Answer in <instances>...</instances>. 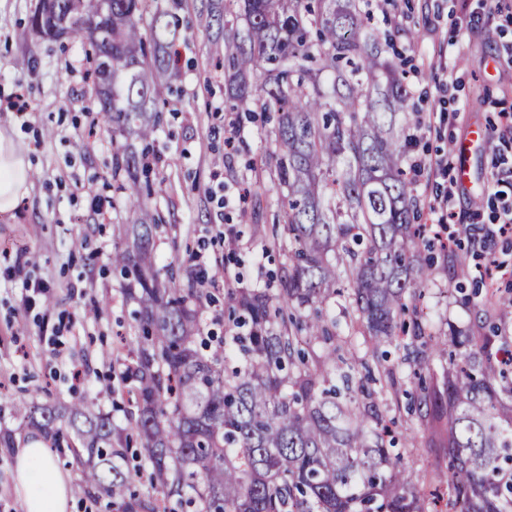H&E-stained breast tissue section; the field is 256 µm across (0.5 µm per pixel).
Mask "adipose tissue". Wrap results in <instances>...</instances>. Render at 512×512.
Instances as JSON below:
<instances>
[{
  "instance_id": "obj_1",
  "label": "adipose tissue",
  "mask_w": 512,
  "mask_h": 512,
  "mask_svg": "<svg viewBox=\"0 0 512 512\" xmlns=\"http://www.w3.org/2000/svg\"><path fill=\"white\" fill-rule=\"evenodd\" d=\"M31 170L13 140L0 134V213L12 211L27 195ZM12 455L14 490L24 512H75L76 488L43 438L17 444Z\"/></svg>"
}]
</instances>
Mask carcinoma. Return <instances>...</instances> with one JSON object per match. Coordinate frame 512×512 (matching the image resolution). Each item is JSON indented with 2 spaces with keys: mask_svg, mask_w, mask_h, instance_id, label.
Wrapping results in <instances>:
<instances>
[{
  "mask_svg": "<svg viewBox=\"0 0 512 512\" xmlns=\"http://www.w3.org/2000/svg\"><path fill=\"white\" fill-rule=\"evenodd\" d=\"M41 0L30 27L58 38L66 23L103 24L84 41L97 86L98 125L141 141L116 149L112 181L134 223L114 228L112 268L137 305L136 347L122 380L136 408L133 430L150 471L130 465L127 439L90 398L68 405L15 401L32 431L71 448L84 482L122 512H169L186 499L198 512H512V343L500 336L432 333L418 306L431 279L415 229L418 200L404 179L407 153L397 114L411 90L387 55L394 33L369 27V0H233L224 22L229 111L252 104L277 114L272 157L291 247L280 288L227 293L228 311L250 324L239 337L244 366L202 336L198 278L161 281L153 253L156 215L150 150L159 129L162 73L180 62L181 0ZM155 47L147 62L145 41ZM270 65L261 83V64ZM373 350L397 340L401 363L424 390L414 412L445 421L448 467L434 489L412 488L411 467L393 452L397 424L377 413L388 385L354 352L336 356L328 321L288 313L326 302L336 284ZM458 350L441 378L431 361ZM341 379L344 392L333 381ZM159 491L146 502L132 490Z\"/></svg>",
  "mask_w": 512,
  "mask_h": 512,
  "instance_id": "cac0c4a2",
  "label": "carcinoma"
}]
</instances>
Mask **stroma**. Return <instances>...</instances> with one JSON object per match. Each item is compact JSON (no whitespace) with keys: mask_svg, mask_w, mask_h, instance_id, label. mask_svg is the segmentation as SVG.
<instances>
[{"mask_svg":"<svg viewBox=\"0 0 512 512\" xmlns=\"http://www.w3.org/2000/svg\"><path fill=\"white\" fill-rule=\"evenodd\" d=\"M40 0H0V102L24 94L36 111L20 115L0 110V134L11 137L32 159L36 171L30 191L15 210L0 214V433L24 437L25 427L13 409L18 398L37 403H68L81 395L95 397L112 414L116 429L130 432L131 406L119 377L127 350L117 335L132 336L135 304L110 266L115 225L131 215L114 204L99 215L91 193L114 195L112 136L102 132L83 139L85 111L94 98L81 75L70 68L82 61L77 37L53 40L34 34L29 19ZM394 13L415 33L413 42L398 38L397 51L410 59L417 77L409 78L412 111L398 123L410 135V161L424 162L413 175L420 223L443 224L461 247L438 256L433 281L421 304L434 332L455 327L479 336L488 327L512 337V308L488 305L474 283L488 258H495L499 289H512V231L493 238L489 251H475L471 237L491 225L495 200L492 173L498 155L512 156V140L494 135L501 113L512 112V71L496 66L502 43L512 41V0H500V13L488 28H474L463 0H394ZM183 20L178 71L162 75L171 86L163 109L155 149L159 161L154 179L159 187L151 205L161 217L155 254L162 278L185 283L191 268L186 256L201 251L226 256L241 272L246 290L277 288L288 267L281 245L283 222L279 200L284 190L275 176L269 140L274 115L231 112L224 91V0H182ZM447 66L450 79H436ZM489 133L487 143L469 162L470 180L457 183L455 172L440 161L449 147L471 128ZM52 136H45V129ZM451 193L446 211L433 210L438 195ZM231 205L219 207L222 196ZM232 228L239 243L224 254L211 228ZM83 248H74V240ZM38 255L30 264V255ZM465 264L471 282L463 292L450 290L447 260ZM42 282L55 303L30 308L21 304L22 281ZM109 304L98 317L85 310L95 298ZM394 365L398 392L377 406L399 420L404 438L398 449L408 457L412 484L425 494L437 468L448 460L439 436L409 417L404 395L408 368L394 344L383 346Z\"/></svg>","mask_w":512,"mask_h":512,"instance_id":"stroma-1","label":"stroma"}]
</instances>
